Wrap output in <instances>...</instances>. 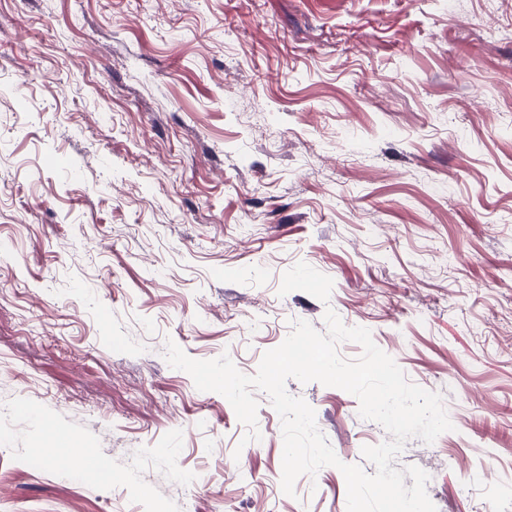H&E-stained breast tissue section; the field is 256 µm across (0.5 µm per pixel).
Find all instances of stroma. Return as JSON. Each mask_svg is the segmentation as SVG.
Segmentation results:
<instances>
[{"label": "stroma", "mask_w": 512, "mask_h": 512, "mask_svg": "<svg viewBox=\"0 0 512 512\" xmlns=\"http://www.w3.org/2000/svg\"><path fill=\"white\" fill-rule=\"evenodd\" d=\"M512 0H0V512H347L165 359L326 309L453 424L392 466L512 512ZM338 458L388 440L291 378ZM72 440L78 452L51 456Z\"/></svg>", "instance_id": "35a3bbf8"}]
</instances>
